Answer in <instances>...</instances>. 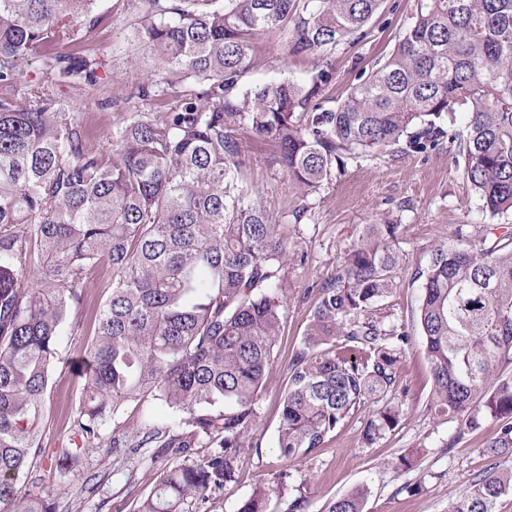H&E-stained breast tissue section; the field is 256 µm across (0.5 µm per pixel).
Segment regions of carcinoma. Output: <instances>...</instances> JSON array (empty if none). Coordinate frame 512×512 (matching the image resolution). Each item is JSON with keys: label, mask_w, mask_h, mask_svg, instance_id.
<instances>
[{"label": "carcinoma", "mask_w": 512, "mask_h": 512, "mask_svg": "<svg viewBox=\"0 0 512 512\" xmlns=\"http://www.w3.org/2000/svg\"><path fill=\"white\" fill-rule=\"evenodd\" d=\"M97 0H0V512H51L21 500L16 482L41 437L40 409L60 330L85 302L91 268L107 265L112 294L97 328L69 459L99 448L219 451L164 470L135 512H184L190 499L235 481L250 446L285 309L279 273L288 257L247 184L243 125L279 150L289 179L316 194L349 159L427 154L448 143L491 217L512 215V0H416L389 56L334 106L332 55L362 33L384 0H144L139 41L164 80L136 87L165 110L132 114L112 151L48 89L92 87L103 63L64 53L99 24ZM277 30L288 56L314 60L306 77L243 88L254 44ZM42 62L41 76L21 68ZM397 220L360 227L316 302L291 361L277 448L310 456L344 422L368 415L365 440L394 429L398 364L412 334L387 299L399 255ZM430 249L415 330L432 376L430 412L470 428L500 423L485 452L512 458V233L473 225ZM44 255L35 264L36 252ZM150 395L179 413L178 432L153 427L127 440L106 423ZM512 466L494 465L448 512H495ZM310 481L256 486L237 512H309ZM364 490L325 512H363Z\"/></svg>", "instance_id": "cac0c4a2"}]
</instances>
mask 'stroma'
<instances>
[{
	"label": "stroma",
	"mask_w": 512,
	"mask_h": 512,
	"mask_svg": "<svg viewBox=\"0 0 512 512\" xmlns=\"http://www.w3.org/2000/svg\"><path fill=\"white\" fill-rule=\"evenodd\" d=\"M414 9L415 0H385L367 24L364 38L349 39L337 48L335 79L327 91L330 100L341 101L359 73L394 49ZM97 12L102 22L79 32L75 48L103 60L97 71L98 85L78 92L56 82L50 90L64 105L79 108L93 142L108 150L113 131L125 118L136 112H159L161 103L155 97L133 94L136 85L155 72L150 59L138 60L133 55L144 16L143 0H98ZM280 40L275 31L260 37L244 79L246 86L283 77L305 78L311 60L284 55L278 47ZM231 133L245 144L247 178L259 191L260 205L280 224L287 240L288 260L281 271L287 301L269 381L258 402L253 446L241 455L235 482L212 491L208 501H188L186 512H236L256 485L276 481L283 473L310 480L314 489L310 512H323L329 500L360 486L367 490L364 512H448L449 501L492 466L493 459L483 448L499 424L488 419L464 431L459 423L432 419V381L421 338H413L398 366L408 393L404 416L394 430L365 441L364 416L357 413L317 454L293 459L281 456L277 430L289 363L301 345L313 306L307 291L313 283L335 275L356 230L385 215L397 218L400 229L390 245L401 255L403 266L389 303L409 325L421 293L418 284L411 282V273L415 266L427 263L432 241L453 239L458 225L483 223L479 203L463 178L453 148L349 162L318 193L304 198L283 172L270 142L238 126ZM303 203L310 214L295 221L292 213ZM88 282L86 306L71 314L61 332L58 361L42 403L43 435L17 489L20 497L47 499L54 512H133L136 502L149 495L162 469L206 458L214 448L202 444L184 454H160L153 448H104L84 455L72 467L64 461V449L73 445L67 422L82 394L77 365L94 338L95 312L111 293L108 268L91 269ZM173 417L171 409L145 396L125 403L113 424L132 435L154 425H168ZM406 456L413 457L412 468L403 467Z\"/></svg>",
	"instance_id": "obj_1"
}]
</instances>
